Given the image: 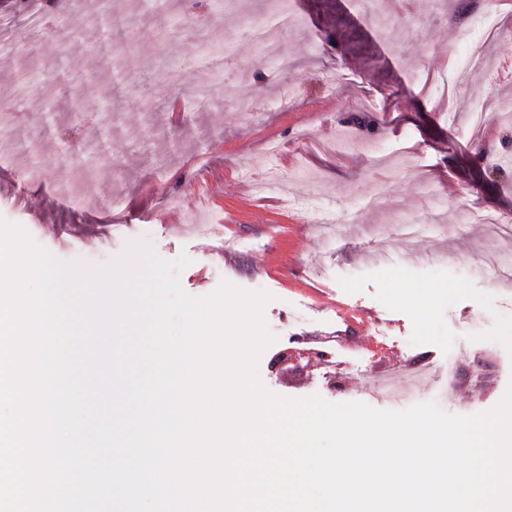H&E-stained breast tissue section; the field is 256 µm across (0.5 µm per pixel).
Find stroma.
<instances>
[{
	"mask_svg": "<svg viewBox=\"0 0 512 512\" xmlns=\"http://www.w3.org/2000/svg\"><path fill=\"white\" fill-rule=\"evenodd\" d=\"M0 0L17 57L0 86L32 73L16 135L0 133V218L58 260L104 264L147 240L187 256L183 289L222 281L273 296L276 341L258 374L273 393L400 411L425 402L474 415L512 385V280L485 258L512 259V111L466 118L476 98L512 101V0H275L246 12L222 0ZM44 16L39 41L23 23ZM502 21L493 64L458 74L478 16ZM267 20L253 41L249 20ZM224 55L222 75L205 55ZM447 81L453 105L424 93ZM57 101L42 111V99ZM253 103L248 112L237 100ZM293 99L282 111V99ZM179 100L180 123L168 106ZM29 137L31 157L17 151ZM404 366L403 397L370 385Z\"/></svg>",
	"mask_w": 512,
	"mask_h": 512,
	"instance_id": "stroma-1",
	"label": "stroma"
}]
</instances>
